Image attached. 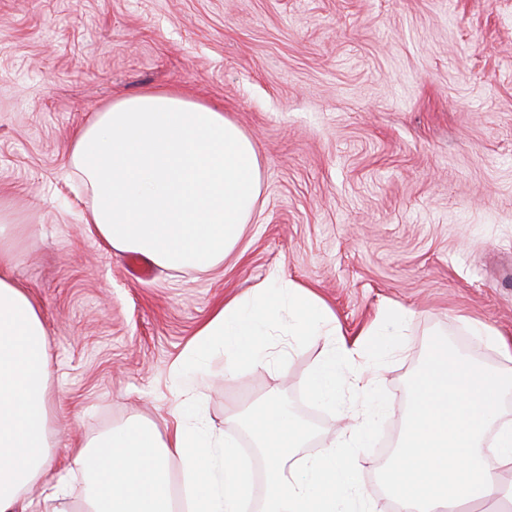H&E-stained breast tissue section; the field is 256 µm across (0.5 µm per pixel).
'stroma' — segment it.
Wrapping results in <instances>:
<instances>
[{
    "label": "stroma",
    "mask_w": 512,
    "mask_h": 512,
    "mask_svg": "<svg viewBox=\"0 0 512 512\" xmlns=\"http://www.w3.org/2000/svg\"><path fill=\"white\" fill-rule=\"evenodd\" d=\"M156 87L239 124L259 196L224 261L137 282L127 253L85 235L91 199L69 150L96 112ZM0 200V222L29 227L13 276L50 339L56 467L133 419L166 434L174 362L219 302L278 272L313 289L349 342L379 311L410 314L358 476L390 512L381 469L435 336L491 366L500 355L468 319L512 336V0H0ZM268 342L261 366L228 375L211 359L203 391L208 425L258 474L237 413L287 403L308 456L363 404L346 367L340 405L310 399L324 344L289 335L287 316Z\"/></svg>",
    "instance_id": "obj_1"
}]
</instances>
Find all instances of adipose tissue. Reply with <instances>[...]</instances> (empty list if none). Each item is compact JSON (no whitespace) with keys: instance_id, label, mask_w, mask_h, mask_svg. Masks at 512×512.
<instances>
[{"instance_id":"ef3b65f1","label":"adipose tissue","mask_w":512,"mask_h":512,"mask_svg":"<svg viewBox=\"0 0 512 512\" xmlns=\"http://www.w3.org/2000/svg\"><path fill=\"white\" fill-rule=\"evenodd\" d=\"M74 171L92 200L88 233L106 248L138 253L163 268L207 269L240 241L259 194V158L252 139L217 108L169 89L113 101L75 134ZM22 224L0 225V512H50L66 493L50 455L49 337L38 304L9 272ZM289 310L293 336L325 339L308 379L311 398L335 405L337 371L363 359L352 377L367 398L339 447L300 457L308 431L287 405L266 399L247 412V428L265 461L259 512H378L358 484L363 448L386 402L377 394L376 350L396 345L408 319L391 309L350 347L333 314L308 289L279 274L247 298L218 305L175 364L184 402L166 435L133 420L87 444L70 468L87 485L77 512H246L252 477L236 448L198 425L196 400L208 382L202 361L223 354L224 371L263 363L271 329ZM501 365L472 362L436 339L414 375L401 445L386 467L393 512H465L488 503L512 512V428L498 426L512 395V340L476 321ZM497 427L494 443L485 433ZM179 460L186 499L173 489ZM44 487L43 498L30 490Z\"/></svg>"}]
</instances>
